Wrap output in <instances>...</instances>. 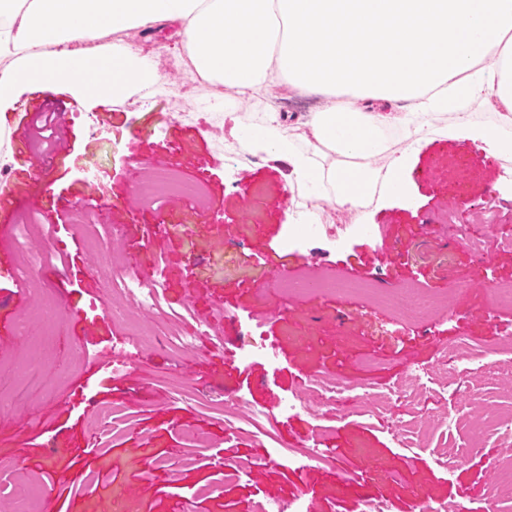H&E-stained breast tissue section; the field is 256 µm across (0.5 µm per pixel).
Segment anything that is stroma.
I'll return each mask as SVG.
<instances>
[{
	"mask_svg": "<svg viewBox=\"0 0 512 512\" xmlns=\"http://www.w3.org/2000/svg\"><path fill=\"white\" fill-rule=\"evenodd\" d=\"M42 105L64 111V149L52 164L32 167L28 156L47 153L46 132L29 131L24 117ZM169 111L162 97L143 112L107 110L65 85L28 87L0 107V132H25L28 142L27 153H11L0 165V256L32 273L19 286L0 276V387L11 386L13 362L31 353L19 326L39 297L61 314L42 356L50 386L0 409V460L13 462V478L40 484L41 512H103L116 494L126 512H254L272 495L302 499L308 512H359L367 500L393 512H418L423 501L512 512V492L497 499L487 493L501 436L475 448L467 434L442 427L406 448L393 435L416 415L475 417L483 402L505 395L490 379L479 402L465 385L485 358L512 360V307L489 308L483 290L492 280L512 281V249L479 255L459 242L463 234H485L479 216L490 207L496 235L512 240V176L499 157L479 143L429 136L408 150L410 199L384 196L366 214L375 237L312 236L286 248L295 185L288 160L263 154L230 166L204 125L168 120ZM160 168L204 182L209 206L196 212L190 200L173 198L147 208L139 186ZM100 196L111 198L110 209L98 208ZM451 210L452 225L444 221ZM83 224L109 225L112 254L160 286L162 314H138L155 340L137 348L120 376L101 355L127 348L130 328L105 312L112 293L96 272L92 238L77 234ZM161 224L168 232L158 233ZM50 251L65 265L52 264ZM329 272L384 292L419 287L446 298L451 313L411 322L357 297L282 288ZM219 305L227 313L224 344L210 336ZM257 319L277 343L278 362L231 361ZM176 331L195 337L193 353L172 354L167 339ZM463 338L469 351L452 364L454 385L428 380L418 405L396 399L382 414L365 404V392L386 391L407 368L442 371V351ZM314 376L336 390L310 410L282 414L277 401L302 393ZM237 396L263 411L259 424L225 414V400ZM110 403L131 416L116 436L95 426L96 410ZM190 430L206 434L207 447H191ZM314 445L325 461H267L271 449ZM448 445L460 453L451 472L436 460ZM238 462L244 470L224 480L226 466ZM207 484L214 492L200 495Z\"/></svg>",
	"mask_w": 512,
	"mask_h": 512,
	"instance_id": "stroma-1",
	"label": "stroma"
}]
</instances>
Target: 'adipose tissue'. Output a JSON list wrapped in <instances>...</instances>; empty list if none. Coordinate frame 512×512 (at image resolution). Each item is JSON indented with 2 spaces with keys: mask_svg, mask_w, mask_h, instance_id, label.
Wrapping results in <instances>:
<instances>
[{
  "mask_svg": "<svg viewBox=\"0 0 512 512\" xmlns=\"http://www.w3.org/2000/svg\"><path fill=\"white\" fill-rule=\"evenodd\" d=\"M164 22L179 24L200 77L242 97L266 96V124L245 142L288 157L303 181L316 180L315 162L277 134L280 86L408 103L398 116L370 107L311 113L314 139L353 160L328 174L337 203L358 205L370 191L375 172L354 159L384 153L383 132L396 123L420 129L434 113H457L456 138L512 153V138L463 118L486 99L512 113V0H0V53L19 57L17 68L0 71V106L25 86L62 82L109 101L127 85L158 81L147 58L129 49L90 54L66 45ZM490 52L497 62L487 66ZM90 67L99 75L92 92L81 79Z\"/></svg>",
  "mask_w": 512,
  "mask_h": 512,
  "instance_id": "ef3b65f1",
  "label": "adipose tissue"
}]
</instances>
